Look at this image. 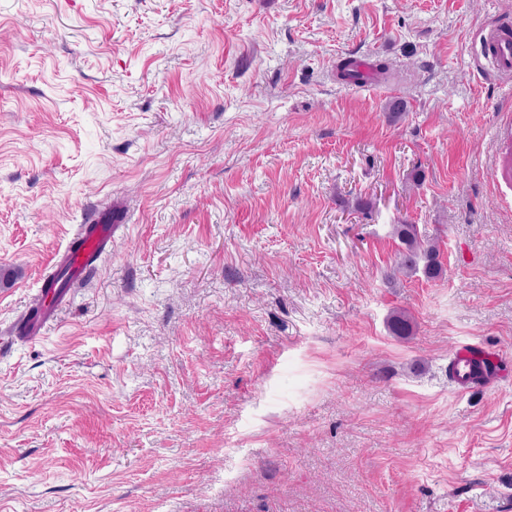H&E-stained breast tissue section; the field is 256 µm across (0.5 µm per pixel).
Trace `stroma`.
<instances>
[{
    "instance_id": "35a3bbf8",
    "label": "stroma",
    "mask_w": 512,
    "mask_h": 512,
    "mask_svg": "<svg viewBox=\"0 0 512 512\" xmlns=\"http://www.w3.org/2000/svg\"><path fill=\"white\" fill-rule=\"evenodd\" d=\"M509 16L0 0V512H512V87L478 42ZM349 57L387 71L347 86ZM397 224L441 277L397 271ZM464 346L504 378L456 387ZM86 225L80 229L77 236L83 241L82 246L76 252L69 249L65 257L66 265L77 278L84 271L88 272L90 270L94 259L97 263L106 253V244L109 242L112 233V228L104 230L102 227H97L93 233L88 234ZM69 290L70 288H59L55 281H49L48 275L44 276L37 298L27 310L29 314L33 309H38L40 317L27 328L25 336L18 337L31 343L40 341L53 324L55 311L65 300Z\"/></svg>"
}]
</instances>
